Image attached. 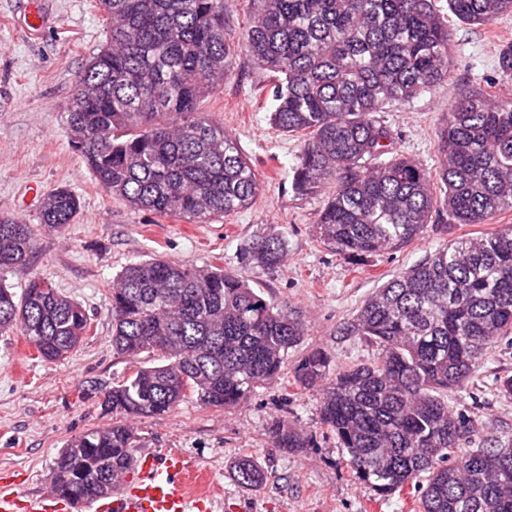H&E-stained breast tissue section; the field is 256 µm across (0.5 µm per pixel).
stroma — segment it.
Listing matches in <instances>:
<instances>
[{
  "label": "stroma",
  "mask_w": 512,
  "mask_h": 512,
  "mask_svg": "<svg viewBox=\"0 0 512 512\" xmlns=\"http://www.w3.org/2000/svg\"><path fill=\"white\" fill-rule=\"evenodd\" d=\"M41 2L48 21L35 31L24 22L26 0H0V215L30 224L38 240L29 264L8 273L6 283L18 291L33 275L49 277L86 308L91 330L76 351L56 362L38 358L20 332L0 335V491L40 493L71 436L116 421L103 404L105 393L133 362L112 348L108 297L127 264L160 256L200 267L222 256L225 271L300 311L308 332L290 358L320 347L336 363L348 364L369 358L365 343L344 334L343 326L374 288L442 241L487 232L484 224H436L423 240L362 265L337 255L316 236L326 194L302 197L291 188L302 137L270 123L273 75L243 54L200 109L250 156L261 182L255 203L206 224L131 208L95 183L68 143L66 110L85 65L107 41L103 14L96 0ZM452 29V80L380 115L393 153L431 168L439 164L438 133L449 105L461 87L493 72L500 48L512 43V15L488 28L456 23ZM57 187L82 202L74 223L60 232L45 230L39 214L42 197ZM272 230L286 236L284 262L270 273L250 269L242 246ZM507 371L512 346L493 350L472 387L449 394L450 404L466 415L487 413L488 430H512V398L493 386ZM318 400V391L294 385L288 374L233 409L187 399L169 414L135 418L131 425L140 446L176 448L191 461L205 479L214 512H421L413 489L383 500L354 479L335 436L319 421ZM279 420L295 422L306 447L275 448L271 430ZM240 455L270 472L266 484L247 489L235 481L230 464Z\"/></svg>",
  "instance_id": "1"
}]
</instances>
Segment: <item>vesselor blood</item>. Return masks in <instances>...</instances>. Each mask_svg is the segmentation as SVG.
<instances>
[{"label":"vessel or blood","instance_id":"vessel-or-blood-1","mask_svg":"<svg viewBox=\"0 0 512 512\" xmlns=\"http://www.w3.org/2000/svg\"><path fill=\"white\" fill-rule=\"evenodd\" d=\"M86 512H213V498L189 478L178 450L141 449L130 474L111 495L86 502ZM68 501L53 489L37 496L0 493V512H69Z\"/></svg>","mask_w":512,"mask_h":512}]
</instances>
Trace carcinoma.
I'll list each match as a JSON object with an SVG mask.
<instances>
[{
	"label": "carcinoma",
	"instance_id": "obj_1",
	"mask_svg": "<svg viewBox=\"0 0 512 512\" xmlns=\"http://www.w3.org/2000/svg\"><path fill=\"white\" fill-rule=\"evenodd\" d=\"M107 44L85 65L67 111L71 149L96 183L132 208L190 224L251 206L260 182L235 137L200 111L237 53L275 74L271 124L302 133L292 188L316 195L335 185L316 224L319 238L363 261L423 239L443 214L488 224L512 209V45L495 74L462 89L438 134L440 165L391 154L379 114L451 80L450 18L490 26L512 0H251L254 21L237 42L224 35V0H98ZM81 202L65 187L47 193L41 224L60 231ZM37 249L31 227L0 216V334L18 330L52 362L77 348L91 318L76 300L35 276L21 296L5 273ZM263 271L286 257L281 231L242 251ZM151 257L124 267L112 286V348L139 366L112 385L104 405L125 418L173 411L192 396L234 408L277 383L307 326L286 302L218 264ZM344 333L364 340L369 360L337 365L320 348L303 354L295 383L320 391L318 413L353 475L377 495L411 486L423 512H512V432L490 439L448 404L468 389L485 357L512 345V225L441 243L374 289ZM275 447H306L291 423ZM137 437L122 421L71 437L50 469L69 499L109 495L131 467ZM238 482L257 488L268 471L237 459Z\"/></svg>",
	"mask_w": 512,
	"mask_h": 512
}]
</instances>
